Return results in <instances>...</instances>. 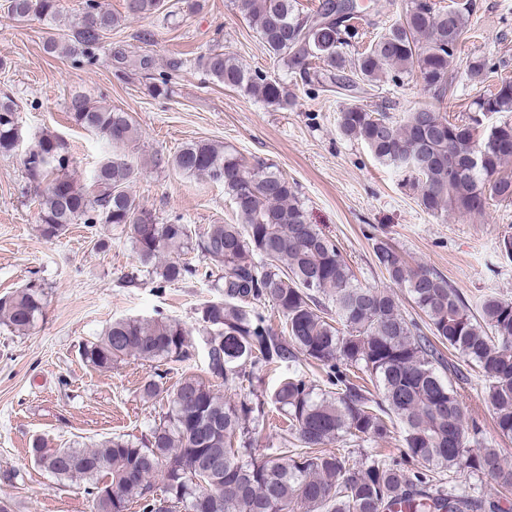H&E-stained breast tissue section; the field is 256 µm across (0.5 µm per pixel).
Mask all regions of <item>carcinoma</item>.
<instances>
[{"label": "carcinoma", "mask_w": 512, "mask_h": 512, "mask_svg": "<svg viewBox=\"0 0 512 512\" xmlns=\"http://www.w3.org/2000/svg\"><path fill=\"white\" fill-rule=\"evenodd\" d=\"M411 7L359 53L354 71L343 48L359 35L362 16L356 0H319L310 13L294 0H238L268 51L308 84L327 78L352 91L390 74L400 82L415 74L423 91L439 102L458 75L456 60L477 0H410ZM17 21L56 19L57 0H7ZM163 0H125L127 14L149 15ZM117 18L98 0H83L82 15L63 31L53 30L44 49H66L91 61ZM325 66L312 71V60ZM205 72L224 86L280 109L292 106L288 85L250 72L222 50L204 55ZM72 120L113 148L136 140L126 112L95 105L82 94L69 98ZM512 112V78L474 102L467 119L452 121L432 106L404 114L400 123L383 109L349 104L339 113L340 133L364 144L381 163L403 173L420 205L437 217L484 212L488 201L512 203V120L485 133L479 128L494 114ZM20 141L12 101H0V155L13 154ZM176 169L224 185L239 223L210 224L198 231L176 218L159 221L130 192L134 167L124 156L107 154L90 178L70 174L73 158L58 135L41 136L25 153L23 166L40 205V232L53 241L71 224H108L130 243L142 271L166 288L199 276L189 255L224 267V298L202 310L215 346L207 353L210 374L239 388L253 382L254 370L296 361L301 355L325 370L331 389L316 394L306 376L292 370L272 401L287 416L305 451L278 458L259 457L251 426L264 419L263 404L246 396L226 399L202 378L183 377L170 391L155 373L143 385L147 399L166 394L168 408L150 432L135 440L106 438L92 448H52L32 441L34 461L57 481L84 480L93 512H505L499 498L512 493V463L485 443L475 420L466 417L458 388L468 380L461 366L476 367L500 437L512 439V300L485 296L476 306L440 273L411 265L385 241L375 243L378 265L389 286L359 282L337 244L308 222L295 187L273 167L246 165L231 150L206 142L184 145L167 159ZM403 288L424 320L400 308L395 289ZM42 292L30 286L0 299V321L28 331L42 312ZM278 314L281 333L272 329L267 309ZM457 361H445L438 345ZM192 344L179 323L162 319H120L82 347L83 360L99 370L134 358L148 363L183 362ZM365 374L381 398L356 383ZM401 424V460L377 455L351 463L326 445L346 436L383 441ZM224 451L212 471L210 493L197 508L194 478L210 468L211 453ZM412 461L486 473L495 499L433 486L434 477L412 469ZM110 479L113 496L98 484Z\"/></svg>", "instance_id": "carcinoma-1"}]
</instances>
